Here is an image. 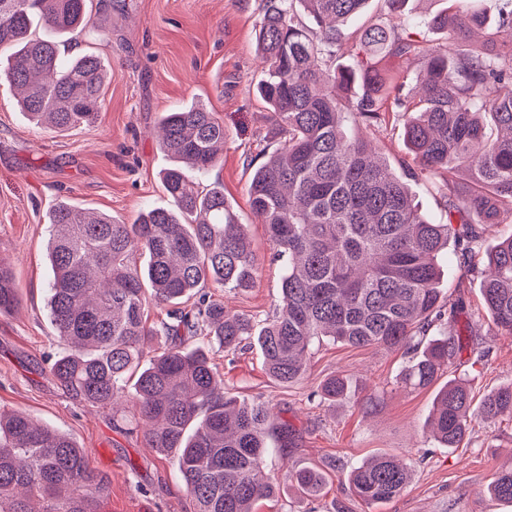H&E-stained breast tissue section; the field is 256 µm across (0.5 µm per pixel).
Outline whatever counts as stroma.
I'll return each instance as SVG.
<instances>
[{
  "instance_id": "1",
  "label": "stroma",
  "mask_w": 512,
  "mask_h": 512,
  "mask_svg": "<svg viewBox=\"0 0 512 512\" xmlns=\"http://www.w3.org/2000/svg\"><path fill=\"white\" fill-rule=\"evenodd\" d=\"M263 0H93L94 27L74 50L93 53L112 68L98 120L54 132L31 123L0 86V259L19 290L18 311L0 316V410H19L70 434L91 467L111 482L98 512H194L171 457L148 448L141 433L114 424L109 411L74 400L52 380L48 366L58 350L47 310L52 271L46 259L47 213L59 199L130 221L138 212L169 206L160 172L170 159L158 147L156 128L169 109L199 101L224 124V159L210 180L250 237L260 268L254 288L208 293L238 313L263 319L280 296L282 266L249 198L253 169L281 144L256 87L265 70L258 58L256 21ZM465 346L435 385H400L407 361L401 350L355 348L331 340L316 344L305 379L284 387L267 375L249 347L216 352L212 361L225 388L239 398H263L274 425L281 465L313 468L323 476L318 495L288 485L256 512H512L490 498L487 486L512 466V417L475 422L460 447L446 448L426 431L439 387L468 380L481 398L512 380V335L464 334ZM489 348L483 361L474 349ZM342 375L348 398L327 403L315 392ZM380 453H399L411 478L398 497L366 506L350 491L341 467Z\"/></svg>"
}]
</instances>
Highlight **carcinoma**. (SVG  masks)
<instances>
[{"label":"carcinoma","instance_id":"obj_1","mask_svg":"<svg viewBox=\"0 0 512 512\" xmlns=\"http://www.w3.org/2000/svg\"><path fill=\"white\" fill-rule=\"evenodd\" d=\"M369 2L265 0L259 16L258 52L268 70L258 92L284 140L249 186L252 210L284 267L278 307L262 322L204 292L210 282L253 287L258 257L224 185L201 190L189 175L210 173L224 151V124L202 105L159 119V146L172 159L161 184L172 207L143 210L130 224L67 200L49 212L48 311L60 350L48 373L74 399L111 410L113 421L140 429L149 447L173 456L195 512H252L285 484L309 495L322 484L313 470L264 471L272 454L269 403L227 391L209 357L213 348L235 352L256 341L268 375L286 386L303 378L306 356L324 338L416 350L401 383L428 387L463 349L458 304L441 284L440 260L452 240L463 275L481 274L491 328L512 334V233L475 268L489 228L512 216V0L491 31L473 8L420 20L428 29L484 32L464 50L421 45L387 21L349 42L339 23ZM299 5L317 29L302 22ZM37 21L41 37L32 33ZM89 23L88 0H0V82L31 120L64 131L98 119L112 70L94 54L62 53ZM344 51L357 66L336 67ZM387 56L421 60L422 95L407 87V77L381 70ZM391 115L406 118L414 166L403 175L364 135ZM461 168L470 190L457 180ZM418 176L432 180L444 221L414 203L408 180ZM138 255L145 257L140 267ZM20 303L0 260V314ZM151 304L166 309L157 326L147 323ZM157 336L167 346L150 356L147 344ZM316 395L345 400V378H328ZM505 413L512 415V382L475 407L468 384L450 379L433 403L432 434L456 448L474 421ZM345 478L372 506L406 489L410 467L400 455L383 454ZM110 492L109 477L90 466L68 433L0 410V512H97ZM488 493L512 505V468L497 473Z\"/></svg>","mask_w":512,"mask_h":512}]
</instances>
